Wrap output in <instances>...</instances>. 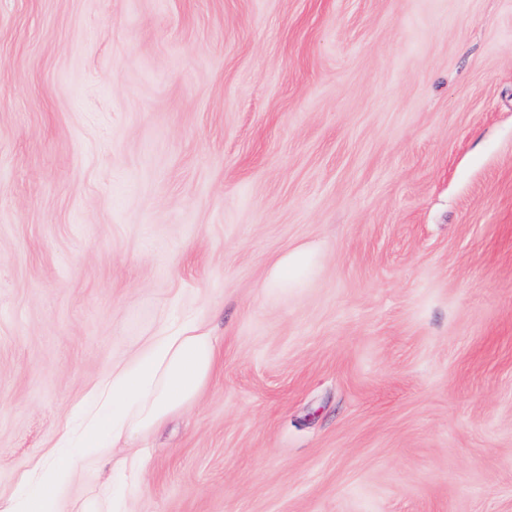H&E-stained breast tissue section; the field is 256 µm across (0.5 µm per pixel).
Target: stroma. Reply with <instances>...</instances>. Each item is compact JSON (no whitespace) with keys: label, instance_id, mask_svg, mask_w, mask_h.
<instances>
[{"label":"stroma","instance_id":"stroma-1","mask_svg":"<svg viewBox=\"0 0 512 512\" xmlns=\"http://www.w3.org/2000/svg\"><path fill=\"white\" fill-rule=\"evenodd\" d=\"M185 313L65 512H512V0H0V503ZM313 264L304 250H295L281 256L270 268L265 288L287 289L304 276ZM219 361L210 330L194 320L162 325L95 382L79 416L61 431L60 452L38 466L2 512H64L54 490L71 484L80 459L124 448L134 435L158 428L173 412L198 401Z\"/></svg>","mask_w":512,"mask_h":512}]
</instances>
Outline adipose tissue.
Returning a JSON list of instances; mask_svg holds the SVG:
<instances>
[{
	"mask_svg": "<svg viewBox=\"0 0 512 512\" xmlns=\"http://www.w3.org/2000/svg\"><path fill=\"white\" fill-rule=\"evenodd\" d=\"M312 264L306 251L286 253L271 266L265 285L288 288ZM218 361L216 340L201 323L185 319L162 325L91 386L77 419L59 435L58 454L38 466L0 512H63L55 491L74 481L79 460L123 447L132 436L152 432L170 414L198 401Z\"/></svg>",
	"mask_w": 512,
	"mask_h": 512,
	"instance_id": "1",
	"label": "adipose tissue"
}]
</instances>
